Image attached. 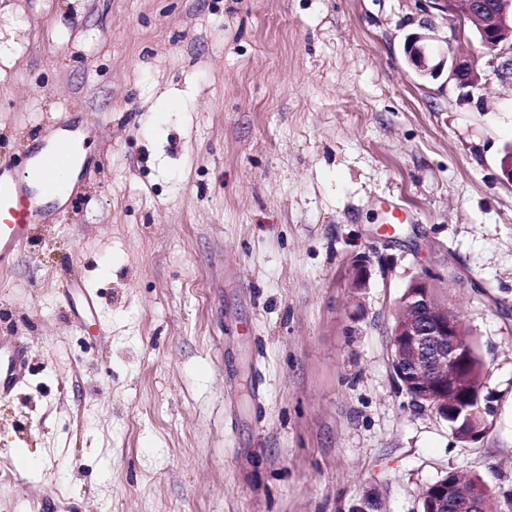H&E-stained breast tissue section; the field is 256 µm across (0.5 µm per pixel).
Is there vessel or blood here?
<instances>
[{"label":"vessel or blood","instance_id":"obj_1","mask_svg":"<svg viewBox=\"0 0 512 512\" xmlns=\"http://www.w3.org/2000/svg\"><path fill=\"white\" fill-rule=\"evenodd\" d=\"M63 167L77 170L82 179L91 174L79 163L77 129L65 117L56 121L52 135L33 152L27 168L16 171L0 163L1 267H8L14 256L29 246L39 225L58 219V211L46 207L42 199L57 191L49 171Z\"/></svg>","mask_w":512,"mask_h":512}]
</instances>
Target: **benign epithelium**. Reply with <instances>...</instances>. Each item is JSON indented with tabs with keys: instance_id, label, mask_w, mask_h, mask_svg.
<instances>
[{
	"instance_id": "benign-epithelium-1",
	"label": "benign epithelium",
	"mask_w": 512,
	"mask_h": 512,
	"mask_svg": "<svg viewBox=\"0 0 512 512\" xmlns=\"http://www.w3.org/2000/svg\"><path fill=\"white\" fill-rule=\"evenodd\" d=\"M433 8L449 21L451 36L448 52L435 55L431 42L435 36L416 33L408 39L406 53L417 73L437 78L448 72V81L463 91L467 101L484 89L488 75L477 67L475 59L456 52L454 42L467 38L471 31L480 45L493 53L489 61L492 74L500 79L512 75V0H494L487 7L483 0H431ZM369 260H355L354 288L367 287ZM442 275L426 270L416 276L408 287L409 297H400L398 305H407L414 312L411 319L391 328V361L401 388L420 407H427L438 394L447 392L456 398L452 405L460 409L466 395L459 385V374L466 363L469 346L460 338L459 322L448 316V305L435 299L434 288ZM464 424L469 426L467 441L477 440L485 430L486 418L466 412ZM452 485L422 495V502L432 507L424 512H441L451 502Z\"/></svg>"
}]
</instances>
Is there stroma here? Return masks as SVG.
<instances>
[{
	"instance_id": "1",
	"label": "stroma",
	"mask_w": 512,
	"mask_h": 512,
	"mask_svg": "<svg viewBox=\"0 0 512 512\" xmlns=\"http://www.w3.org/2000/svg\"><path fill=\"white\" fill-rule=\"evenodd\" d=\"M421 14L0 0V159L27 166L66 113L101 167L0 272L27 352L0 397V512H420L451 472L512 512V81L467 103L419 79ZM426 270L487 370L470 444L393 375Z\"/></svg>"
}]
</instances>
